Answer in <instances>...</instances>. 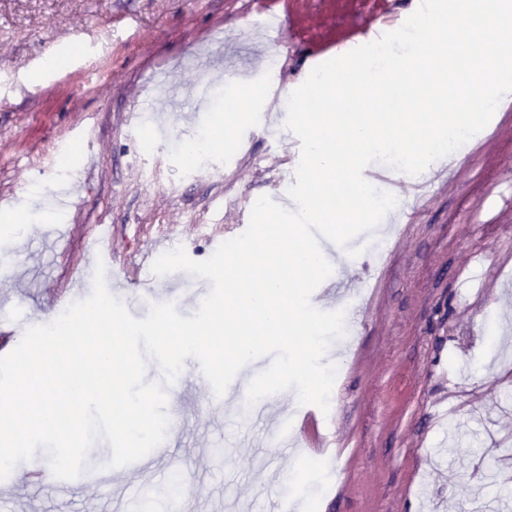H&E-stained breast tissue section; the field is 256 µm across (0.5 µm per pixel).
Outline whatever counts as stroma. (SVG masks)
Returning <instances> with one entry per match:
<instances>
[{
    "instance_id": "obj_1",
    "label": "stroma",
    "mask_w": 512,
    "mask_h": 512,
    "mask_svg": "<svg viewBox=\"0 0 512 512\" xmlns=\"http://www.w3.org/2000/svg\"><path fill=\"white\" fill-rule=\"evenodd\" d=\"M301 37L262 36L250 20L279 0H0V262L10 265L6 318L32 325L74 302L63 286L99 237L104 264L124 263L108 290L135 318L154 302L195 312L209 281L170 273L174 291L137 253L158 237L195 260L241 234L239 210L284 195L299 142L259 112L234 123L211 167L188 166L214 110L199 90L231 91L225 71L263 84L276 59L274 103L317 65L318 46L357 45L380 18L401 22L413 0H292ZM181 99L167 136L142 152L155 110ZM391 236L357 237L352 258L325 243L336 268L331 310L360 307L337 344L341 374L319 429L335 452L279 447L265 421L198 417L211 390L186 359L167 410L180 422L138 472L107 469L106 448L67 498L27 479L0 481V512H166L173 472L187 512H269L288 498L301 512H512V106L461 146ZM233 158L232 171L222 169Z\"/></svg>"
}]
</instances>
